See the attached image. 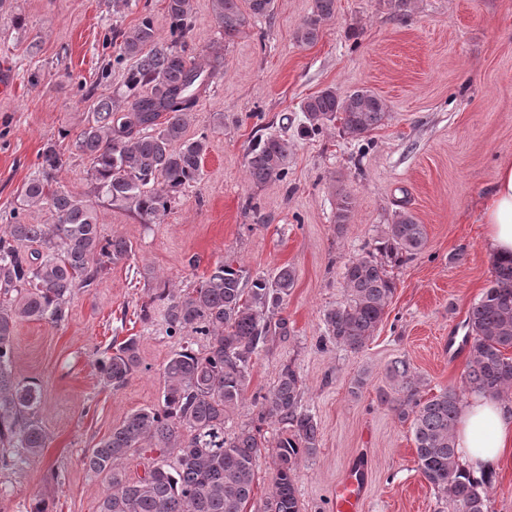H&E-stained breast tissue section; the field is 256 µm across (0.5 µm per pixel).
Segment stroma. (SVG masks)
Returning <instances> with one entry per match:
<instances>
[{
	"label": "stroma",
	"instance_id": "stroma-1",
	"mask_svg": "<svg viewBox=\"0 0 512 512\" xmlns=\"http://www.w3.org/2000/svg\"><path fill=\"white\" fill-rule=\"evenodd\" d=\"M187 53L219 55L217 75L189 115L187 135L205 138L201 180L180 195L160 224L96 197L89 162L72 145L92 104L124 109L130 66L119 35L151 12L166 31V0H0V228L48 145L65 151L66 188L92 201L104 236L133 246L129 260L76 289L64 322L20 321L12 371L37 381L47 436L40 460L0 471V512H29L33 498L52 512H97L107 482L82 457L131 412L158 404L160 372L178 348L164 333L162 308L141 321L149 289L190 290L225 256L251 274L295 267L296 284L278 311L287 323L256 358L250 392L268 391L282 364L305 384L304 403L319 423L316 452L297 470L301 512H335L349 460L368 455L363 512H448L420 473L409 423L380 406L387 368L407 358L428 394L461 388L469 360V307L493 281L478 222L501 163L512 161V0H415L404 17L387 0H336V17L301 46L294 33L313 0H275L273 13L224 39L212 0H193ZM39 45L30 53V45ZM331 88L372 90L389 118L354 139L334 122L308 132L301 104ZM223 114V127L213 123ZM277 134L291 146L286 180L253 183L248 152ZM353 218L335 224L336 191ZM256 203L257 211L246 208ZM424 224L426 245L392 276L387 316L365 347L321 346L324 311L346 298L342 271L371 251L396 214ZM140 339L143 368L119 390L105 386L97 362L127 337ZM361 389H354L358 377Z\"/></svg>",
	"mask_w": 512,
	"mask_h": 512
}]
</instances>
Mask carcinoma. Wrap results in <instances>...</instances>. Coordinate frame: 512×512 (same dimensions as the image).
I'll use <instances>...</instances> for the list:
<instances>
[{"instance_id":"carcinoma-1","label":"carcinoma","mask_w":512,"mask_h":512,"mask_svg":"<svg viewBox=\"0 0 512 512\" xmlns=\"http://www.w3.org/2000/svg\"><path fill=\"white\" fill-rule=\"evenodd\" d=\"M215 20L232 41L249 19L269 16L275 0H213ZM168 36L161 39L154 20L145 15L121 33V56L132 60L125 77L126 109L112 102L94 105L92 120L73 146L90 161L97 193L136 212L145 224H160L176 194L197 183L206 137L185 138L188 113L211 79L224 69L215 56L203 64L187 57L186 38L193 22L192 0H167ZM336 15V0H313L311 15L295 32V41L310 45ZM312 130L341 120L343 131L361 138L389 118L384 101L369 90L345 97L328 88L307 98L302 107ZM290 146L281 136L258 140L248 154L250 180L262 184L288 171ZM64 153L47 146L37 172L23 186L12 223L0 230V471L38 459L46 447L39 410L42 391L35 381H20L11 370L19 321L60 323L77 288L92 285L128 260L133 248L125 238L100 234L93 204L73 195L58 174ZM51 213V224H29L25 211ZM353 202L339 190L337 227L350 222ZM424 225L407 213L397 215L374 241L373 251L344 267L346 301L325 310L322 341L351 351L364 347L383 322L396 285L391 269L423 250ZM492 286L473 303L467 325L472 335L463 385L493 398L512 392V258L493 261ZM296 283L291 266L271 280L251 277L237 260L226 258L198 286L181 294L163 285L154 288L140 311L148 319L164 308L165 334L183 344L161 369V400L138 409L88 449L84 466L107 480L98 512H248L259 459L266 448L263 425L281 430L277 469L258 512H300L296 487L299 458L316 452L320 429L304 405L303 380L287 363L275 385L256 393L249 425L224 434L225 419L244 407L256 358L274 336L286 332L275 310ZM202 341L196 347L194 339ZM142 366L140 338L130 336L98 361L104 383L123 388ZM392 391L380 404L411 421L418 467L424 479L443 494L453 512H488L492 484L471 479L459 462L454 427L460 393L444 389L427 397L409 360L388 368ZM146 460L144 474L130 479L118 462L133 456Z\"/></svg>"}]
</instances>
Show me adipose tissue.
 Returning <instances> with one entry per match:
<instances>
[{
  "mask_svg": "<svg viewBox=\"0 0 512 512\" xmlns=\"http://www.w3.org/2000/svg\"><path fill=\"white\" fill-rule=\"evenodd\" d=\"M492 258L512 256V162L502 163L479 217ZM461 463L471 478L485 480L500 473L512 452V402L472 394L459 409L454 431Z\"/></svg>",
  "mask_w": 512,
  "mask_h": 512,
  "instance_id": "obj_1",
  "label": "adipose tissue"
}]
</instances>
